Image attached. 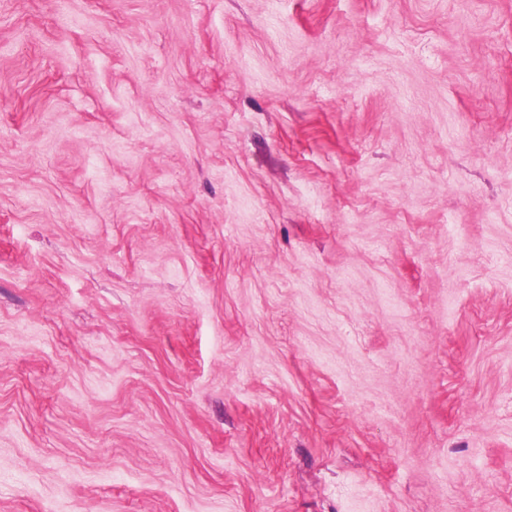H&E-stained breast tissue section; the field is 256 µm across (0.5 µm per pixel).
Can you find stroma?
<instances>
[{
	"instance_id": "35a3bbf8",
	"label": "stroma",
	"mask_w": 512,
	"mask_h": 512,
	"mask_svg": "<svg viewBox=\"0 0 512 512\" xmlns=\"http://www.w3.org/2000/svg\"><path fill=\"white\" fill-rule=\"evenodd\" d=\"M0 512H512V0H0Z\"/></svg>"
}]
</instances>
